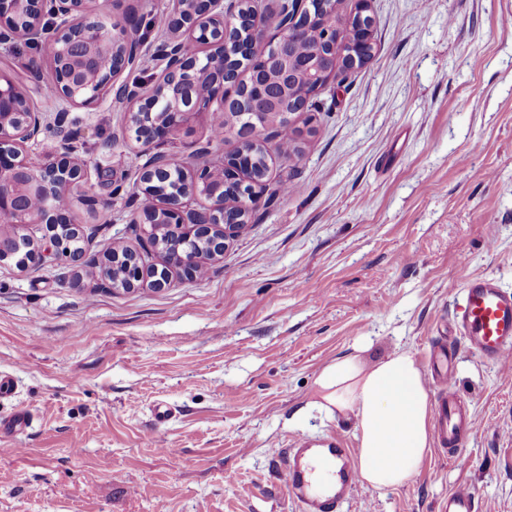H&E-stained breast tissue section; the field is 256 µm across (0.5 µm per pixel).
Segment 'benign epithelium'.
Masks as SVG:
<instances>
[{
    "label": "benign epithelium",
    "mask_w": 512,
    "mask_h": 512,
    "mask_svg": "<svg viewBox=\"0 0 512 512\" xmlns=\"http://www.w3.org/2000/svg\"><path fill=\"white\" fill-rule=\"evenodd\" d=\"M92 0H0V43L22 39L46 50L58 76L56 96L64 103L63 111L95 106L103 96L113 95V102L127 114L129 140L147 149L154 143L171 138L192 116L207 112H226L240 101V93L252 103L273 108L277 96L268 85L251 79L241 90L242 79L231 65L229 44L237 32L245 29L255 40L265 37L260 20L262 0H252L253 12L239 11L241 0H194L197 12L183 14L182 0H175L173 14L165 15L167 27L185 31L183 38H167L156 46L154 59L160 73L153 92L146 94L137 82H117L125 71L133 69L140 58L141 43L122 20L102 17L91 8ZM286 6L282 23L276 27L270 54L258 56L262 64L272 58L282 67L293 87L296 111L305 112L311 99L340 74L366 60L373 46L369 0H357L355 17L359 37L344 38L342 24L332 36H324L309 51V58L298 59L293 42L299 28L314 20L313 7L325 14L336 13V0H279ZM205 85L189 95L176 94L166 102L169 120L160 129L138 130L132 120L137 112H152L156 98L166 91L187 85ZM43 131L41 113L31 104L27 87L12 74L0 69V263L13 260L19 268L31 264L56 265L69 271L85 264L102 267L113 265L112 252L99 258H87L86 250L63 243L58 225L67 224L71 207L70 187L81 182L86 169L72 161L70 150L57 159L33 166L27 158V145ZM237 148L222 159L220 167L208 165L189 168L185 163L158 154L145 163L139 176V189L154 181L169 178L176 170L185 173L180 194L173 201L150 196L132 223L140 228L142 239L157 234V223L170 225L172 235L162 249L150 256L128 249L125 266L130 274L131 292L143 286L162 290L170 283V268L183 276H195L205 255L187 246L193 236L208 241L209 255H224L227 241L247 228L245 224H214L211 215L224 210V196L211 187L216 176L238 189L247 184L244 158L251 147L266 139L263 127H248L235 132ZM204 198L207 208H193L189 201ZM42 224L44 234L37 244L18 235L13 227Z\"/></svg>",
    "instance_id": "1"
}]
</instances>
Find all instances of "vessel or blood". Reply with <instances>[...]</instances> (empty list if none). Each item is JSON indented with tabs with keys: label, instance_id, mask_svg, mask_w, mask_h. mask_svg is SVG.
Segmentation results:
<instances>
[{
	"label": "vessel or blood",
	"instance_id": "obj_1",
	"mask_svg": "<svg viewBox=\"0 0 512 512\" xmlns=\"http://www.w3.org/2000/svg\"><path fill=\"white\" fill-rule=\"evenodd\" d=\"M453 328L484 362H512V289L490 276L470 278L455 306ZM455 366V354L443 347L431 359L433 374L445 387L436 417L437 442L451 459L466 446L475 426L466 402L447 388ZM278 458L279 475L300 512H339L359 485L353 452L340 436L319 442L294 438ZM441 512H479L478 499L469 488L450 491Z\"/></svg>",
	"mask_w": 512,
	"mask_h": 512
}]
</instances>
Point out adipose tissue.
Instances as JSON below:
<instances>
[{
    "label": "adipose tissue",
    "instance_id": "obj_1",
    "mask_svg": "<svg viewBox=\"0 0 512 512\" xmlns=\"http://www.w3.org/2000/svg\"><path fill=\"white\" fill-rule=\"evenodd\" d=\"M314 396L326 411L352 415L362 484L401 487L418 474L432 446V406L414 353L339 357L316 378Z\"/></svg>",
    "mask_w": 512,
    "mask_h": 512
}]
</instances>
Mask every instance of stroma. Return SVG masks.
<instances>
[{"instance_id":"35a3bbf8","label":"stroma","mask_w":512,"mask_h":512,"mask_svg":"<svg viewBox=\"0 0 512 512\" xmlns=\"http://www.w3.org/2000/svg\"><path fill=\"white\" fill-rule=\"evenodd\" d=\"M135 16L154 71L153 25L172 0H96ZM374 57L294 115L301 152L269 141L270 179L298 192L261 197L248 227L204 277L172 271L162 290L112 292L99 268L62 273L0 264V512H298L278 452L299 436L352 438V418L311 401L318 374L367 345L400 347L427 364L464 282L492 275L512 288V0H371ZM36 62L38 79L26 66ZM44 115L28 156H55L58 117L85 143L71 218L92 255L140 247L146 161L110 98L60 114L46 96L44 49L0 44ZM218 163L233 136L200 115L156 153ZM451 388L476 425L458 458L431 451L414 480L358 486L343 512H439L451 489L475 491L480 512H512V369L459 348ZM163 403L172 417L156 423Z\"/></svg>"}]
</instances>
